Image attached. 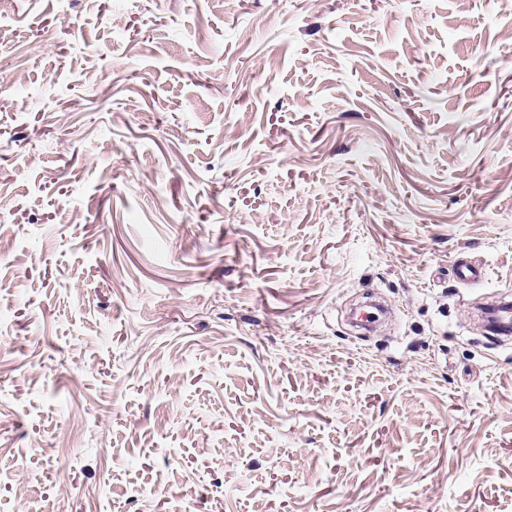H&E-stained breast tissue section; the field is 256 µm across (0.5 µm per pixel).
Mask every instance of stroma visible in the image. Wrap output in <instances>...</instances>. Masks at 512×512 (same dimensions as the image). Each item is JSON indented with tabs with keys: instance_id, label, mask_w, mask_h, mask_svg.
Wrapping results in <instances>:
<instances>
[{
	"instance_id": "obj_1",
	"label": "stroma",
	"mask_w": 512,
	"mask_h": 512,
	"mask_svg": "<svg viewBox=\"0 0 512 512\" xmlns=\"http://www.w3.org/2000/svg\"><path fill=\"white\" fill-rule=\"evenodd\" d=\"M0 240V512H512V6L0 0Z\"/></svg>"
}]
</instances>
